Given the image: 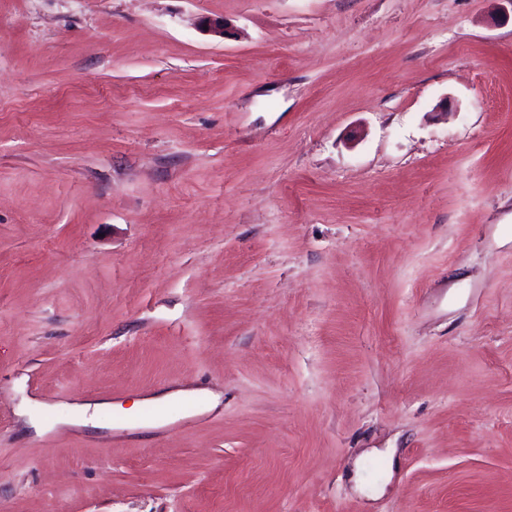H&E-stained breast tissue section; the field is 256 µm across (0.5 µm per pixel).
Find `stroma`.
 Masks as SVG:
<instances>
[{
	"label": "stroma",
	"instance_id": "1",
	"mask_svg": "<svg viewBox=\"0 0 512 512\" xmlns=\"http://www.w3.org/2000/svg\"><path fill=\"white\" fill-rule=\"evenodd\" d=\"M0 512H512V0H0ZM90 409H93V413L89 414ZM101 409V404H73L70 406V417L66 423L71 425H77L82 427H100L97 419V412Z\"/></svg>",
	"mask_w": 512,
	"mask_h": 512
}]
</instances>
